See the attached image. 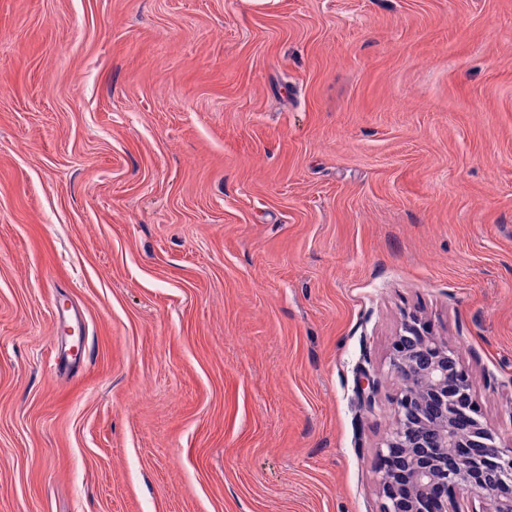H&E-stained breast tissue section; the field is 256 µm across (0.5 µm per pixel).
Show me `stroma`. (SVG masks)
I'll use <instances>...</instances> for the list:
<instances>
[{
    "label": "stroma",
    "mask_w": 512,
    "mask_h": 512,
    "mask_svg": "<svg viewBox=\"0 0 512 512\" xmlns=\"http://www.w3.org/2000/svg\"><path fill=\"white\" fill-rule=\"evenodd\" d=\"M412 309L512 436V0H0V512H381Z\"/></svg>",
    "instance_id": "35a3bbf8"
}]
</instances>
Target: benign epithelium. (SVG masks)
Listing matches in <instances>:
<instances>
[{"mask_svg":"<svg viewBox=\"0 0 512 512\" xmlns=\"http://www.w3.org/2000/svg\"><path fill=\"white\" fill-rule=\"evenodd\" d=\"M389 366L395 424L375 458L382 512H512V440L484 426L470 374L417 313L403 315ZM467 412V427L456 414ZM478 444L482 453L465 454Z\"/></svg>","mask_w":512,"mask_h":512,"instance_id":"1","label":"benign epithelium"}]
</instances>
